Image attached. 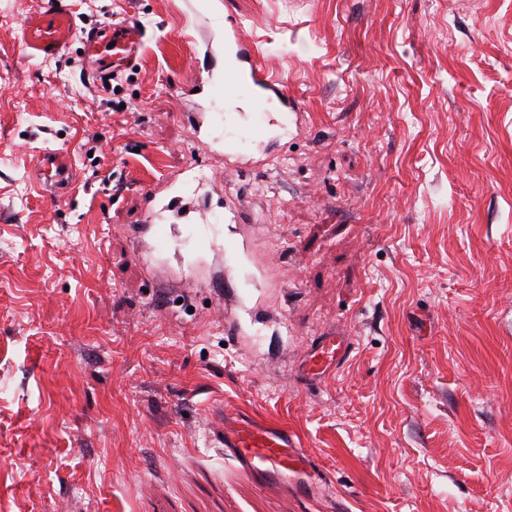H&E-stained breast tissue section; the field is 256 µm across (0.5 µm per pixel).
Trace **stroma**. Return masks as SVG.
Returning <instances> with one entry per match:
<instances>
[{
  "instance_id": "1",
  "label": "stroma",
  "mask_w": 512,
  "mask_h": 512,
  "mask_svg": "<svg viewBox=\"0 0 512 512\" xmlns=\"http://www.w3.org/2000/svg\"><path fill=\"white\" fill-rule=\"evenodd\" d=\"M73 2L147 36L106 87L77 48L27 59L44 0H0V512H512V0ZM229 21L303 117L228 183L189 116ZM45 148L79 173L55 203ZM172 194L243 211L257 287L155 249ZM330 332L347 361L303 384ZM222 410L292 431L321 493L255 485ZM75 181V170L71 155L60 149L45 150L38 156L33 168V186L43 196L56 202L66 198Z\"/></svg>"
}]
</instances>
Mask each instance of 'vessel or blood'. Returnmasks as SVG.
Here are the masks:
<instances>
[{"instance_id": "1", "label": "vessel or blood", "mask_w": 512, "mask_h": 512, "mask_svg": "<svg viewBox=\"0 0 512 512\" xmlns=\"http://www.w3.org/2000/svg\"><path fill=\"white\" fill-rule=\"evenodd\" d=\"M146 36L138 19L128 18L86 31H78L71 0H48L44 10L28 17L23 25L22 42L27 58L52 60L63 57L73 40H80L89 75L97 82L115 77L136 57ZM224 99H249L252 105L265 101L279 104L276 117L262 125H245L237 137L213 128L211 142L224 147V164L235 170L255 166L252 144L266 138L270 127H277L279 138H287L291 127L299 125V104L287 85L263 67L254 47L236 23L224 27ZM75 181L71 155L63 150H45L33 169V186L52 202L66 198ZM349 343L339 336L323 337L308 354L304 377L316 381L325 376L346 355ZM224 453L249 472L259 485L290 486L303 498L317 495L318 486L305 475L315 467L314 458L295 442L282 426L248 421L236 416L224 418Z\"/></svg>"}]
</instances>
